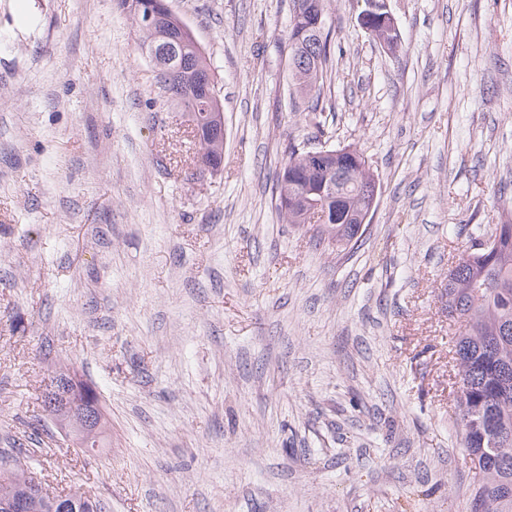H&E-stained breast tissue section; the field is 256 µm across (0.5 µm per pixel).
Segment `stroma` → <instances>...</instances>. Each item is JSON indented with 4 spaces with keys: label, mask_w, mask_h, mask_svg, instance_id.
Returning <instances> with one entry per match:
<instances>
[{
    "label": "stroma",
    "mask_w": 512,
    "mask_h": 512,
    "mask_svg": "<svg viewBox=\"0 0 512 512\" xmlns=\"http://www.w3.org/2000/svg\"><path fill=\"white\" fill-rule=\"evenodd\" d=\"M166 2L216 74V171L119 0H0V454L100 512H467L445 287L512 224V0H388L394 52L330 0L308 96L292 0ZM292 144L368 161L355 246L277 213ZM69 370L93 453L45 412ZM317 51V65L313 69L295 70L298 69L300 63V55H292V67L290 63L291 75L294 81L296 92L308 93L312 90L320 91V86L324 81V74L327 73L329 61H331L330 45L327 34L320 38V43L316 48Z\"/></svg>",
    "instance_id": "1"
}]
</instances>
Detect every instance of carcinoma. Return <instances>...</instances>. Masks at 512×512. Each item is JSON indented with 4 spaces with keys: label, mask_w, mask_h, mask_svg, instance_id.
<instances>
[{
    "label": "carcinoma",
    "mask_w": 512,
    "mask_h": 512,
    "mask_svg": "<svg viewBox=\"0 0 512 512\" xmlns=\"http://www.w3.org/2000/svg\"><path fill=\"white\" fill-rule=\"evenodd\" d=\"M317 65L307 70H291L299 93L320 90L331 61L328 36H321L316 48ZM166 89L185 108L189 98L183 91V79L175 72L163 73ZM339 172L351 182L343 199L327 202L328 223L335 225L336 246L343 247L353 237L348 215L359 200L353 194L354 183L371 178L367 162H349L337 157ZM332 178L329 167H320L288 148V161L279 177L276 209L289 224H310L311 217L284 202L285 188L297 185L315 197H321L322 185ZM448 316L460 323L455 353L460 355L461 380L459 403L462 408L461 445L471 456L475 481L469 504H482L487 512H512V441L490 446L487 424L512 433V224L501 225L494 250L476 248L475 238L448 272Z\"/></svg>",
    "instance_id": "obj_1"
}]
</instances>
